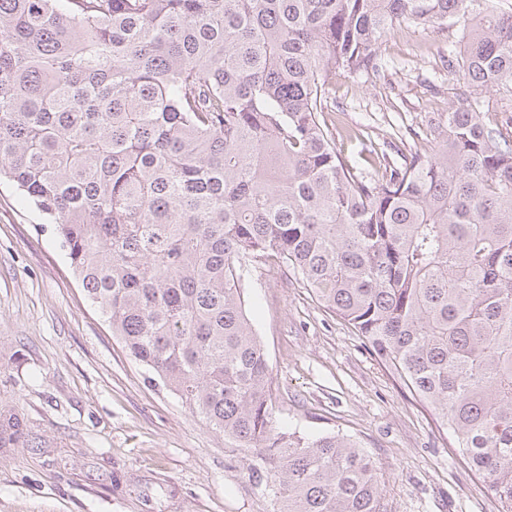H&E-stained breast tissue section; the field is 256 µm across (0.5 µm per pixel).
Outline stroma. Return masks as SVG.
Segmentation results:
<instances>
[{
    "label": "stroma",
    "mask_w": 512,
    "mask_h": 512,
    "mask_svg": "<svg viewBox=\"0 0 512 512\" xmlns=\"http://www.w3.org/2000/svg\"><path fill=\"white\" fill-rule=\"evenodd\" d=\"M455 29L402 26L380 74L337 72L327 119L353 164L359 135L394 154L454 97ZM357 139H348V132ZM246 310L269 362L278 425L341 433L374 460L386 512H499L449 434L297 275L255 261ZM0 409L41 444L0 448V512H274L252 456L152 383L86 299L52 225L0 181Z\"/></svg>",
    "instance_id": "1"
}]
</instances>
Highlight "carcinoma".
<instances>
[{"mask_svg":"<svg viewBox=\"0 0 512 512\" xmlns=\"http://www.w3.org/2000/svg\"><path fill=\"white\" fill-rule=\"evenodd\" d=\"M397 22L456 26L428 150L362 172L323 118ZM512 12L496 0H0V177L55 226L125 351L277 512H384L348 436L277 425L243 261L301 276L512 512ZM30 445L0 410V447Z\"/></svg>","mask_w":512,"mask_h":512,"instance_id":"cac0c4a2","label":"carcinoma"}]
</instances>
